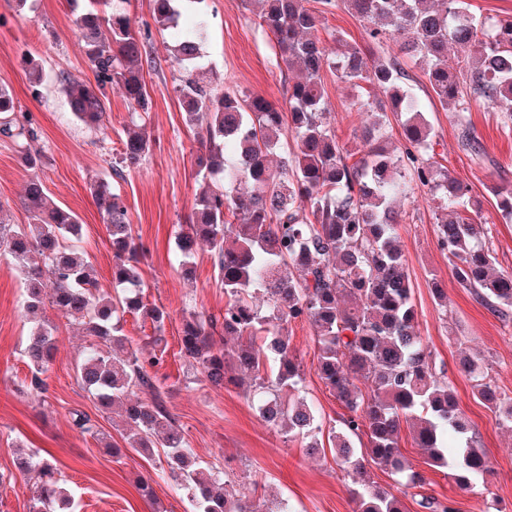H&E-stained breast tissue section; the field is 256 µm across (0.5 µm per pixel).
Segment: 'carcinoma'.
I'll return each instance as SVG.
<instances>
[{
  "mask_svg": "<svg viewBox=\"0 0 512 512\" xmlns=\"http://www.w3.org/2000/svg\"><path fill=\"white\" fill-rule=\"evenodd\" d=\"M204 0H151L155 29L171 35V63L183 71L176 88L189 126L203 124L207 137L198 156L199 194L176 235L189 256L202 241L215 257L228 302L221 317L191 312L183 317L181 353L199 367L201 381L213 389L240 385L249 378L262 419L283 426L305 441L310 453L319 422L309 402L295 395L303 381L301 363L291 353L287 324L305 320L318 344L317 373L347 410L332 435L337 459L353 465L356 512H403L398 497L371 481L356 458L353 439L367 437L368 464L421 482L399 448L402 424L411 426L416 445L431 465L450 469L460 488H469L491 471L485 451L469 435V424L431 350L418 332L407 261L397 243L402 218L394 202L407 179L440 200L439 245L458 285L502 316L512 310V275L496 271L485 248L487 224L480 209L468 207L466 185L433 160V134L424 106L401 85L398 57L377 55L374 46L399 43L401 53L424 64V75L443 110L461 116L475 98L493 112H512V16L476 24L464 0H253L259 25L273 36L280 61L299 77L283 93L288 111L262 94L218 91L205 68L202 44L208 23L199 11ZM73 12L84 55L95 82L65 77L64 92L75 117L98 127L106 112L107 88L122 91L134 130L123 141L114 174L141 164L150 152L152 102L143 63H152L151 30L132 24L123 0H89ZM345 5L367 22L362 50L340 36L333 49L314 35L324 14ZM464 54L454 58L448 47ZM342 82L379 89L381 99L356 97L350 108L373 112L374 121L355 149L341 146L328 118L323 72ZM404 135L400 150L384 144L389 115ZM0 134L34 141L28 116L16 111L12 90L0 85ZM360 153L349 165L347 158ZM112 249V285L121 295L99 289L92 266L78 249L82 225L69 209L46 195L37 177L28 180L23 204L29 223L10 224L0 202V253L9 257L26 288L24 317L31 323L24 357L31 370L23 392L46 391L53 342L45 309L76 322L91 338L77 380L99 408L118 414L128 427L127 444L148 453L166 449L167 475L181 482L190 512H288V504L230 500L219 475L203 469L164 405L154 369L164 361L163 330L169 313L144 301L140 272L142 244L132 235L120 195L106 179L88 184ZM496 207L512 220V187L495 190ZM263 292L265 308L253 301ZM152 324L148 352L130 347L123 334L124 314ZM233 339L227 350L217 340ZM460 369L473 381L474 395L512 428V402L505 405L484 381L477 359L465 356ZM369 384L364 396L357 383ZM80 434L106 441L84 411L72 413ZM18 468L35 475L30 512H56L69 505L66 489L51 463L21 458Z\"/></svg>",
  "mask_w": 512,
  "mask_h": 512,
  "instance_id": "cac0c4a2",
  "label": "carcinoma"
}]
</instances>
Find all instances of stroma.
<instances>
[{"instance_id": "obj_1", "label": "stroma", "mask_w": 512, "mask_h": 512, "mask_svg": "<svg viewBox=\"0 0 512 512\" xmlns=\"http://www.w3.org/2000/svg\"><path fill=\"white\" fill-rule=\"evenodd\" d=\"M209 18L204 62L222 87L247 94L283 97L284 71L270 36L254 21L247 0H206ZM366 23L346 8L326 14L316 34L326 45L344 36L349 45L364 46ZM168 37L154 35V62L145 68L147 92L152 100L151 127L155 143L142 164L114 179L112 167L120 157L131 124L123 94L109 90L100 127L78 122L61 92L60 79L69 75L93 80L78 39L67 0H28L17 14L0 0V84L12 89L18 110L30 113L38 132L35 148L46 164L35 175L58 205L80 218L81 251L93 265L101 289H112V250L106 227L87 184L96 177L114 179L126 205L132 234L147 250L141 274L148 300L162 303L170 314L165 323L166 358L156 370L167 392L168 412L184 432L186 441L203 465L227 474L226 489L237 498L261 494L267 501L284 500L291 512H354L349 472L333 452L308 455L304 444L288 440L284 431L267 426L242 389L213 390L180 354L184 313L220 315L226 297L214 258L205 246L195 247L188 262L192 280L181 275L175 236L190 212L198 192L197 156L206 136L184 121L175 87L180 71L169 60ZM42 62L39 90H32L27 56ZM403 86L423 103L434 133V158L453 177L467 184L478 200L489 233L486 245L497 270L512 273V223L504 222L495 207L497 187H512V116L490 112L472 103L466 121L480 147L472 156L460 138L451 113L434 100L420 64L402 61ZM323 82L333 108L330 120L340 144L349 146L371 118L350 109L356 93L350 84L324 72ZM22 149L0 137V202L14 224L28 221L22 204L30 173L22 165ZM439 205L427 188L412 186L401 204L403 221L399 245L413 284L418 330L438 367L454 387L461 411L470 421L478 444L487 453L492 471L474 488L459 489L443 467L429 465L416 447L409 429H402L400 448L422 481L414 486L398 483L390 473L371 468L376 485L397 496L404 512H424L425 497L449 500L457 512H483L486 502L498 501L512 512V430L499 424L495 414L473 394L472 380L459 369L462 356L482 362L485 380L502 399L512 401V316L501 318L455 281L448 255L437 244L435 212ZM447 293L439 305L434 288ZM24 281L6 256L0 255V512H29L33 482L17 468L19 454H36L57 469L74 499L75 512H187L184 491L171 479L160 478L163 449L139 454L126 446V428L118 417L98 411L93 398L76 380V368L88 339L55 310H47L55 354L47 374L48 401L39 403L18 391L30 377L23 356L28 326L22 316ZM290 348L303 369V392L316 411L327 440L340 427L347 411L317 374L318 347L305 321L289 323ZM82 410L96 418L114 446L124 449L114 458L100 442L80 435L70 413ZM156 479L153 497L139 491L136 475Z\"/></svg>"}]
</instances>
